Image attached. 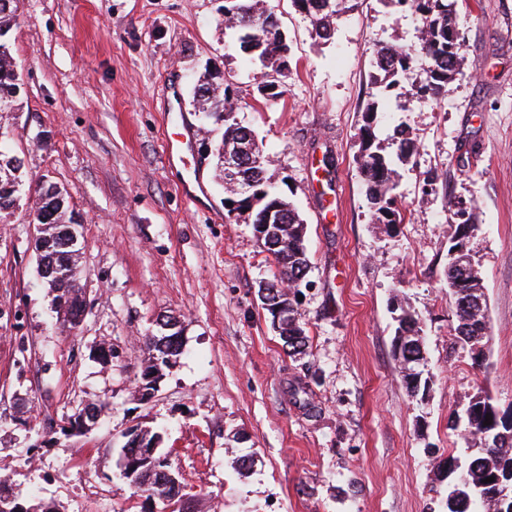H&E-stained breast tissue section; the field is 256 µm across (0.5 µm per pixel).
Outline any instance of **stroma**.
<instances>
[{
	"label": "stroma",
	"mask_w": 512,
	"mask_h": 512,
	"mask_svg": "<svg viewBox=\"0 0 512 512\" xmlns=\"http://www.w3.org/2000/svg\"><path fill=\"white\" fill-rule=\"evenodd\" d=\"M288 36L284 93L258 92L262 69L235 45L220 0H20L9 33L20 109L0 112V145L23 178L57 183L81 224L79 332L65 331L37 275L35 194L0 220V478L22 503L57 512H170L119 474L133 427L162 436L195 512H432L441 472L462 456L451 414L476 393L512 412V0H458L464 40L447 93L415 98L416 64L390 93L371 84L376 41L408 48L418 17L388 0H349L329 41L291 0H266ZM230 85L238 119L306 229L311 267L297 316L308 337L289 355L262 309L276 262L247 216L226 218L224 182L190 103L199 78ZM181 97L166 94L168 82ZM377 136L406 123L418 146L399 170L406 209L374 223L358 171L362 110ZM187 114L204 191L188 201L168 164L167 115ZM475 207L470 241L489 335L483 369L454 336L445 280L453 201ZM419 318L429 389L411 396L394 360L397 308ZM177 317L184 353L150 401L136 387L145 338ZM88 404L97 428L57 426ZM254 453L238 473L233 461Z\"/></svg>",
	"instance_id": "1"
}]
</instances>
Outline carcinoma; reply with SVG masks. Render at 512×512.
I'll use <instances>...</instances> for the list:
<instances>
[{
	"mask_svg": "<svg viewBox=\"0 0 512 512\" xmlns=\"http://www.w3.org/2000/svg\"><path fill=\"white\" fill-rule=\"evenodd\" d=\"M261 0H224L225 27L236 33L239 50L252 60L261 63L264 72L258 86L266 99H275L283 94L282 78L288 73V41L277 14L260 6ZM297 11L310 21L315 35L323 40L331 38L343 7V0H292ZM388 3L418 14L422 21L421 37L417 50L380 42L374 49L373 83L389 89L399 83L413 68L415 57L427 61L426 78L415 89L419 99H436L448 91V83L458 71L461 33L457 22L456 0H388ZM18 10V0H0V29H12ZM276 78L271 79L268 73ZM16 69L9 45L0 42V112L15 111ZM195 111L204 114L213 130L220 132L218 142L231 147L243 144L246 126L237 120L238 106L230 88L220 92L206 81L195 85L192 96ZM378 104L371 101L363 109L362 125L359 128L360 149L356 157L359 172L366 185V196L371 205L376 223L399 224L403 220L395 189L399 168L409 164L417 155L418 147L399 124L393 130L394 152L387 154L376 135ZM259 158L247 168L256 181V190L264 197L262 204L249 213L260 246L272 254L276 271L267 282L270 289H280L283 283L297 287L307 274L309 259L305 246V224L288 198L267 177V159L262 150ZM23 165L15 162V156L0 149V219L10 214L14 201L21 194ZM53 183H46L38 191L36 208L43 212L38 222L39 238L56 237L71 219L67 218L68 203L65 195L51 192ZM268 205L279 208L287 227L261 223V214ZM456 238L461 241L473 237L478 229L475 223L474 206L458 200L452 203ZM79 243L60 247L46 253L44 268L40 276L51 291L54 300H62L71 292H80V270L77 264ZM448 289L454 299V335L458 341L468 342L473 337H487V316H476L472 312L475 301L483 299L484 284L479 265L470 254L456 257L448 262L445 271ZM398 328L406 334L411 347L410 355L423 356L422 337L417 319L402 312ZM279 336L290 354H301L307 345V336L295 312L288 311V319L280 326ZM147 359L144 370L160 365L168 366V360L182 353V343L167 341L160 343L154 338L145 342ZM491 415V424L484 425L486 415ZM464 427L477 449L467 454L462 469L464 481L461 494L446 497L442 512H490L491 500L484 499L481 492L486 484L483 480L494 476L500 469L512 466V438L496 442L503 430L497 418L496 408L488 398L475 395L470 398Z\"/></svg>",
	"mask_w": 512,
	"mask_h": 512,
	"instance_id": "cac0c4a2",
	"label": "carcinoma"
}]
</instances>
